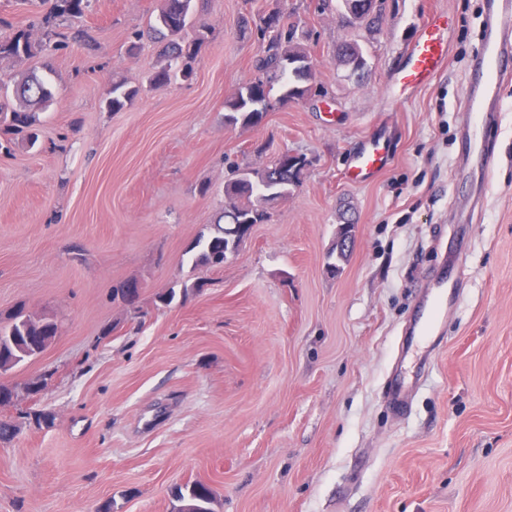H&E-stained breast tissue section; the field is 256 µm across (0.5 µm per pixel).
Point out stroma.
<instances>
[{
    "label": "stroma",
    "mask_w": 512,
    "mask_h": 512,
    "mask_svg": "<svg viewBox=\"0 0 512 512\" xmlns=\"http://www.w3.org/2000/svg\"><path fill=\"white\" fill-rule=\"evenodd\" d=\"M486 3L385 0L370 33L339 0H196L210 33L194 78L156 88L161 47L136 35L159 0H92L70 19L80 36L51 59L37 145L0 150V319L59 325L44 353L0 373L47 379L0 407L18 424L0 443V512H175L174 489L194 482L213 512H512V83L489 189L462 146ZM276 7L309 33L319 94L229 126L224 100L254 80L262 46L238 25ZM437 12L446 66L393 91ZM345 39L364 74L337 63ZM116 82L144 91L111 112ZM370 138L388 164L350 181ZM286 149L306 159L299 186L221 269L194 265L230 163ZM345 223L356 241L338 262ZM459 253L464 281L423 338L417 321ZM130 278L139 317L112 297ZM200 280L186 300H156ZM394 380L401 412L385 397ZM39 410L50 422L31 420Z\"/></svg>",
    "instance_id": "stroma-1"
}]
</instances>
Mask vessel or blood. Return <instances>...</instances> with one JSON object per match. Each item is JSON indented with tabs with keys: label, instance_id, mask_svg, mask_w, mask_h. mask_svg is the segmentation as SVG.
Wrapping results in <instances>:
<instances>
[{
	"label": "vessel or blood",
	"instance_id": "1",
	"mask_svg": "<svg viewBox=\"0 0 512 512\" xmlns=\"http://www.w3.org/2000/svg\"><path fill=\"white\" fill-rule=\"evenodd\" d=\"M488 7L490 24L477 51L463 110L471 131L469 154L489 183L494 175L489 141L494 128L492 116L498 102L497 91L504 81L512 79V0H489ZM446 27L447 22L441 16L426 22L409 49L405 67L398 73L401 85L420 87L441 72L447 62ZM386 164L377 144H370L354 156L353 176L359 181L366 180L382 171Z\"/></svg>",
	"mask_w": 512,
	"mask_h": 512
}]
</instances>
